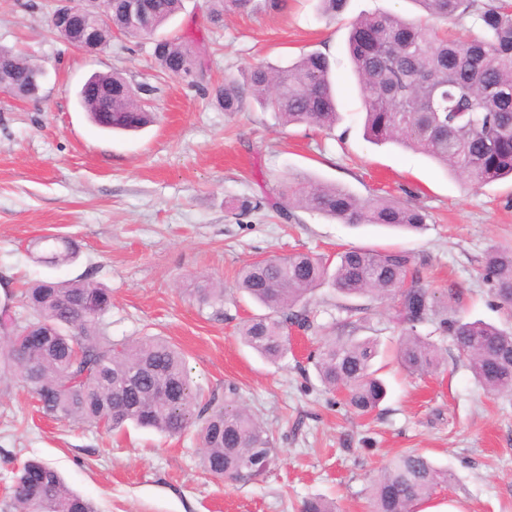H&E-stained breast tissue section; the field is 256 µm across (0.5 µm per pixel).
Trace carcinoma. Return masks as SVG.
<instances>
[{"instance_id": "1", "label": "carcinoma", "mask_w": 512, "mask_h": 512, "mask_svg": "<svg viewBox=\"0 0 512 512\" xmlns=\"http://www.w3.org/2000/svg\"><path fill=\"white\" fill-rule=\"evenodd\" d=\"M210 20L224 11L244 10L251 0H212ZM426 17L408 21L383 12L350 22L349 54L362 96L366 136L377 144L395 143L419 151L451 172L479 184L512 177V0H416ZM183 7V0H114L112 25L98 24L99 43L108 47L112 32L131 39L155 38L153 57L160 70L179 77L201 73L205 62L193 57L177 37L157 32ZM474 15L482 32L450 33ZM39 68L26 55L0 46V75L21 97L30 74ZM328 54L302 55L284 69L251 68L244 81L226 79L213 100L226 113L241 112L255 99L284 126L301 124L330 129L339 117ZM112 86V111L98 101L78 99L97 126L138 131L152 122L146 101L117 72L98 75ZM344 224H376L414 231L427 215L409 205L377 197L363 201L331 184L295 180L283 186L271 204H288ZM40 261L56 266L78 256L75 243L44 236ZM484 277L502 303L512 305V247L487 250ZM332 277L345 297L372 296L393 302L401 327L397 360L412 376L429 374L440 364L437 344L418 327L436 314L438 300L425 288L415 260L396 249L350 248L338 255L334 274L323 258L297 253L256 262L245 268L238 288L268 313L247 320L240 329L246 346L268 361L288 349V329L314 325L305 303L313 287ZM201 304H217L224 288L207 282L195 290ZM20 315L13 302L0 303V372H19L42 412L77 423L118 430L128 422L169 437L197 427L203 470L229 480L256 479L274 463L277 449L267 431L247 409L235 405L229 385L224 402H199L184 358L168 341L144 336L114 344L103 318L112 294L88 280H40L20 291ZM439 332L451 337L476 381L490 393L512 391V331L480 320L444 316ZM377 344L370 338L332 336L308 359L321 382L345 391L356 414L372 413L386 396L373 369ZM448 470L423 453L405 452L384 468L372 487L371 512H414V507L451 481ZM0 512H98L93 502L71 489L53 466L35 458L17 469L11 495Z\"/></svg>"}]
</instances>
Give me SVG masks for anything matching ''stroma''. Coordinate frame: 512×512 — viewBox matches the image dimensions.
I'll return each instance as SVG.
<instances>
[{"mask_svg":"<svg viewBox=\"0 0 512 512\" xmlns=\"http://www.w3.org/2000/svg\"><path fill=\"white\" fill-rule=\"evenodd\" d=\"M55 0H0V44L33 56L47 70L39 99L0 95V289L22 282L87 279L112 291L104 322L114 343L163 336L179 346L194 389L223 397L227 385L267 429L277 450L269 472L227 481L203 473L193 432L175 437L128 426L112 433L44 416L19 377L0 382V502L14 470L37 458L99 512H300L306 499L335 502L338 512H370L369 487L395 455L425 451L451 482L428 506L463 512H512V393L490 394L475 380L437 318L420 326L437 341V372L412 378L399 366L400 329L388 303L358 298L355 334L376 340L387 396L370 416L326 389L308 360L319 334L297 335L271 363L244 345L238 329L263 309L236 287L245 265L308 252L335 259L358 248H394L421 259L423 285L449 315L512 331L482 277L487 249L512 245V181L482 186L398 145L374 144L362 126V99L347 52L348 24L372 13L420 16L414 0H348L330 19L318 0L208 19L209 0H184L168 24L207 60L203 74H161L149 40L113 34L88 56L53 35ZM329 53L341 118L329 131L283 127L247 100L228 114L212 88L248 67H285L302 54ZM116 71L151 88L155 122L136 134L107 133L76 102L82 80ZM307 177L413 205L428 216L419 232L352 227L297 206L270 207L284 180ZM65 236L79 246L71 264L37 262L35 242ZM223 283L224 300L202 305L203 280ZM323 334L336 335L345 303L329 284L310 294Z\"/></svg>","mask_w":512,"mask_h":512,"instance_id":"stroma-1","label":"stroma"}]
</instances>
